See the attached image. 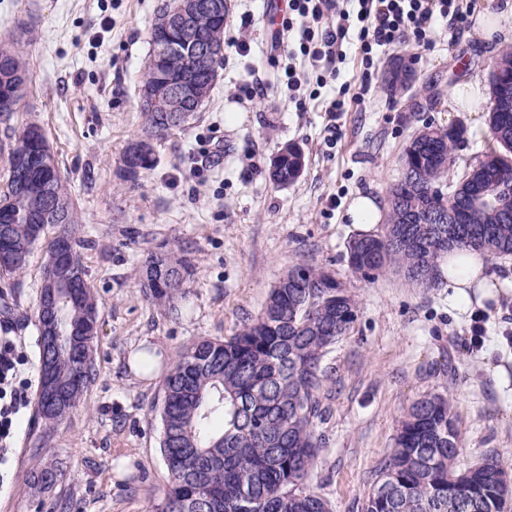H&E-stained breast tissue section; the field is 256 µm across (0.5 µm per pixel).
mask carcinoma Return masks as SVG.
<instances>
[{"mask_svg": "<svg viewBox=\"0 0 512 512\" xmlns=\"http://www.w3.org/2000/svg\"><path fill=\"white\" fill-rule=\"evenodd\" d=\"M170 10L155 17L148 40L150 59L141 89L158 100L143 101L141 134L127 144L122 164L134 145L140 173L156 164L154 140L168 130L165 119L183 126L195 117L199 100L170 95L173 74H188L209 96L224 61V18L199 14L195 28L211 37L216 53L204 72L189 69L177 52L164 53L163 43L179 44L177 28L164 30ZM512 82V47L501 50L489 71L490 94ZM29 68L17 39L0 43V122L11 121L27 94ZM487 126L494 146L474 158L458 178L454 152L465 140L463 125L424 126L406 145L400 180L388 192V211L380 231L348 243L351 271L374 281L390 269L424 288L437 281L438 261L453 250H475L487 259L512 255V217L489 208H470L477 186L490 194L512 193V112L488 110ZM6 190L0 215L16 219L10 228L11 249L30 256L37 241L29 218L49 211L48 224H61L72 234L81 217L51 152L43 129L27 122L7 127ZM302 150L287 144L274 158L270 177L284 186L300 177ZM464 223L448 231V215ZM193 270L187 259L171 252L147 256L142 269L145 297L175 310ZM359 304L345 282L323 265L304 262L290 269L270 291L261 312L224 340L203 339L181 350L166 373L158 407L160 449L169 481L161 501L150 512H332L328 498L314 487L323 438V399L329 371L325 361L332 347L347 335ZM80 314L98 321L91 288L80 304L62 306L55 324V347L40 351L41 368L52 366L57 378L78 376L59 406L47 404L40 390L37 414L43 431L61 423L78 406L96 378V337L84 344L79 359L68 356L69 330ZM220 415L224 429L210 428ZM463 449L457 414L448 396L427 393L415 400L401 420L395 446L380 464L377 481L363 512H504L512 487L500 479L507 467L497 458L460 470ZM32 485L53 487L57 472L43 464L31 473Z\"/></svg>", "mask_w": 512, "mask_h": 512, "instance_id": "cac0c4a2", "label": "carcinoma"}]
</instances>
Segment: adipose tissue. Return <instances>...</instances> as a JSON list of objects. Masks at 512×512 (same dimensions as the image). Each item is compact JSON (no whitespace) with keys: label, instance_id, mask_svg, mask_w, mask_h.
Listing matches in <instances>:
<instances>
[{"label":"adipose tissue","instance_id":"obj_1","mask_svg":"<svg viewBox=\"0 0 512 512\" xmlns=\"http://www.w3.org/2000/svg\"><path fill=\"white\" fill-rule=\"evenodd\" d=\"M473 27L485 43L512 40V0H499L496 11H475L472 15ZM439 273L451 289V298L461 311H469L471 302L467 290L471 285H479L485 297H495L498 278L491 272L490 264L478 254L458 259L448 254L440 263Z\"/></svg>","mask_w":512,"mask_h":512}]
</instances>
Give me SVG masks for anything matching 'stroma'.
I'll use <instances>...</instances> for the list:
<instances>
[{"label": "stroma", "mask_w": 512, "mask_h": 512, "mask_svg": "<svg viewBox=\"0 0 512 512\" xmlns=\"http://www.w3.org/2000/svg\"><path fill=\"white\" fill-rule=\"evenodd\" d=\"M164 0H0V41L23 35L30 69L28 93L15 124L34 122L47 135L82 215L76 237L87 280L98 297L97 377L50 436L36 424L38 389L20 415L14 446L0 464V512H36L28 476L53 462L62 475L49 498L67 512H148L159 503L168 472L159 448L164 374L184 346L224 339L256 316L271 287L293 266L312 259L334 269L360 304L349 334L329 353L327 417L319 430L317 486L334 512H363L378 468L393 446L403 410L430 392H449L459 417L468 468L496 457L512 468V349L499 336L512 315V255L493 259L506 289L484 312L485 346L468 348L469 314L455 310L445 281L425 289L387 271L372 283L354 275L346 247L357 230L346 211L357 195L386 199L402 173L403 150L424 124L466 126L455 173L492 142L486 107L491 55L472 29L440 21L423 51L397 45L377 52V74L363 101L330 116L325 107L363 64L348 49L338 81L289 95L288 66L310 71L304 58L270 56L265 48L282 12L272 0H230L227 35L251 18V52L225 51L216 86L197 118L156 141L157 163L130 183L121 172L127 143L140 135V81L149 54L148 30ZM395 55L412 59L417 81L389 96L381 76ZM479 78L474 111L452 112L448 94ZM266 80V95L237 99L236 88ZM304 100L297 111L296 100ZM224 142V157L202 177L191 156ZM306 156L301 177L286 187L268 179L286 143ZM181 251L193 274L178 312L146 299L142 265L149 252ZM45 244L12 276L9 321L30 358L22 374L39 380L36 309ZM156 366L135 367L140 349ZM145 479L136 492L124 482Z\"/></svg>", "instance_id": "35a3bbf8"}]
</instances>
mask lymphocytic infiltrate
Here are the masks:
<instances>
[{
	"label": "lymphocytic infiltrate",
	"mask_w": 512,
	"mask_h": 512,
	"mask_svg": "<svg viewBox=\"0 0 512 512\" xmlns=\"http://www.w3.org/2000/svg\"><path fill=\"white\" fill-rule=\"evenodd\" d=\"M288 0V14L271 36V51L286 42H298L301 54L310 57L325 77L335 78L336 64L343 59V42L356 31L360 42L363 71L361 90H369L374 73V55L379 48L407 42L429 49L431 32L438 20L453 18L466 24L461 0ZM24 361L16 337L0 335V459L13 446V423L28 405L31 380L19 379Z\"/></svg>",
	"instance_id": "1"
}]
</instances>
